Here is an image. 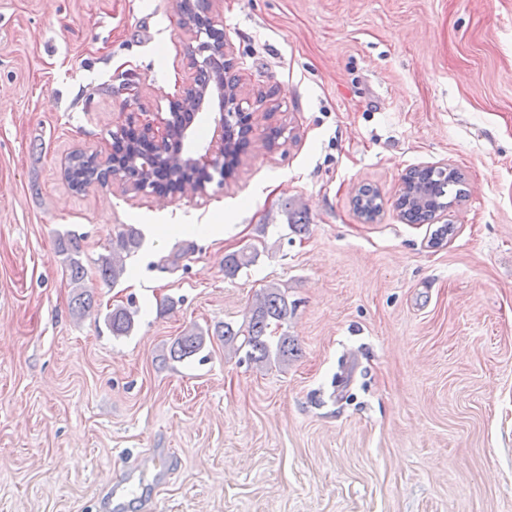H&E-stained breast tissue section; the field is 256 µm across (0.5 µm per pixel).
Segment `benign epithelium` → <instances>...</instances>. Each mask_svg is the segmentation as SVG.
I'll return each instance as SVG.
<instances>
[{
	"label": "benign epithelium",
	"mask_w": 512,
	"mask_h": 512,
	"mask_svg": "<svg viewBox=\"0 0 512 512\" xmlns=\"http://www.w3.org/2000/svg\"><path fill=\"white\" fill-rule=\"evenodd\" d=\"M215 0H173L174 10L180 20L179 26L188 30L193 39L189 46L190 78L181 94L169 100L166 116H157L156 120L134 118L130 124L137 129L141 137L157 148L160 158H167L166 145L170 142L172 125L182 112L195 116L200 112L209 115L213 123V134L209 144L201 151L184 149V141L189 138V128H184L176 144V165L184 177L175 181L167 189L159 188L150 180L141 178L139 184L125 180L122 172L112 168V156L100 159L97 155L83 151L72 153L65 166L64 174H69L78 157L90 158L97 167L100 176L93 179L99 184L119 182L136 193L156 194L158 196H183L186 192L198 196L206 193L207 185L214 181L215 175L224 171L227 160L224 126L244 124L246 136H251L252 108L250 99L242 96L240 89L228 90L224 79V65L235 66L233 48L224 39L223 21L214 15Z\"/></svg>",
	"instance_id": "benign-epithelium-1"
}]
</instances>
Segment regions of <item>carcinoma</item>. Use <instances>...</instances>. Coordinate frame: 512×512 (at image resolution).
<instances>
[{
	"label": "carcinoma",
	"mask_w": 512,
	"mask_h": 512,
	"mask_svg": "<svg viewBox=\"0 0 512 512\" xmlns=\"http://www.w3.org/2000/svg\"><path fill=\"white\" fill-rule=\"evenodd\" d=\"M117 152L121 153L120 164L127 170L142 169L147 149L141 144L135 133L130 131L126 141L116 144ZM147 165V164H145ZM170 167H163L156 162L147 165V173L156 180H166ZM463 174L456 169H450L443 178L434 177L426 180L416 177L409 181L410 188L420 194V197L405 194L398 203L402 218L411 224H420L432 219L436 212H443L452 203H460L464 198L461 185ZM354 207L360 216L373 220L380 212L377 192L372 188H362L354 199ZM141 245V236L137 229L130 227L119 232L116 244L107 255L100 258L98 272L100 278L107 283L117 282L124 272L123 254H130ZM58 253L64 255L65 271L74 287H81L85 270L79 259L80 244L73 236L59 238ZM257 252L245 249L233 252L224 257V274L236 276L239 271L252 265ZM292 307L288 304L287 291L276 284L264 288L240 325L235 326L226 322L216 332L224 345L233 349L234 353L245 352V358L255 364L285 363L295 348L294 340L287 334L273 335V329L279 328L288 320ZM107 325L112 335L128 336L134 329V315L125 307H115L106 316ZM207 333L192 330L176 338L169 348V358L181 361L199 353L206 344Z\"/></svg>",
	"instance_id": "cac0c4a2"
}]
</instances>
